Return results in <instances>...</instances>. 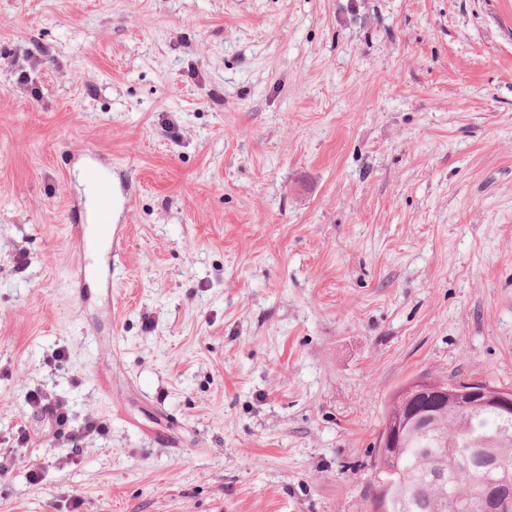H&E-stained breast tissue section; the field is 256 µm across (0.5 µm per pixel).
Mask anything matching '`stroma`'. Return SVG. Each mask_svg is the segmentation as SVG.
<instances>
[{"label": "stroma", "mask_w": 512, "mask_h": 512, "mask_svg": "<svg viewBox=\"0 0 512 512\" xmlns=\"http://www.w3.org/2000/svg\"><path fill=\"white\" fill-rule=\"evenodd\" d=\"M418 376L512 389V0H0V512H370ZM86 172L89 180L98 189L95 235L100 243L109 245L112 252V242H115V238L112 229L113 193L110 177L106 170L96 165H90ZM25 401L36 413L41 414L45 409H50V418L55 424L59 427L65 426V430L56 433L55 437L67 448H81L87 437L94 433L100 434L105 430L103 423L93 417H87L81 425L73 426L67 405L41 390L28 391Z\"/></svg>", "instance_id": "1"}]
</instances>
